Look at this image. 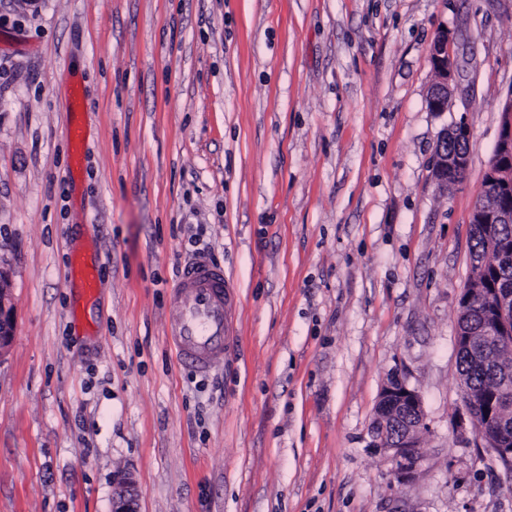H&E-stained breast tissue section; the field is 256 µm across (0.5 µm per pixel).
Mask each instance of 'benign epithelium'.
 <instances>
[{"mask_svg": "<svg viewBox=\"0 0 512 512\" xmlns=\"http://www.w3.org/2000/svg\"><path fill=\"white\" fill-rule=\"evenodd\" d=\"M449 34L442 30L431 45V61L435 73V82L431 88L428 104L432 112L448 111L455 90L457 65L448 51ZM502 113L499 136L495 145L493 159L486 170V195L495 200L503 190L512 189V169L503 167V158L512 161V91L500 102ZM468 126L460 122L451 128L444 129L438 144H443L451 138L470 139ZM470 162L466 152L445 153L442 148L435 150L432 169L435 178L441 183L450 179H458L465 174ZM9 272L0 266V354L9 346L13 337L12 306L8 289ZM497 308L498 317L479 329L476 335L458 336L456 342L470 348L476 344L478 336H494L497 346L512 347V318L509 309L512 308V295L496 293L488 296ZM378 405L379 413L376 418L386 415L388 418H406L410 420L405 433L397 440L388 439L386 425L372 430L373 445L382 449L390 456L396 466L398 479L408 482L418 475L422 457L419 452L418 438L424 426V411L419 393L410 388L397 377L387 381L380 392ZM465 407L470 423L483 443V446L495 456L506 469H512V448L506 446L503 436L506 435L505 420L499 415L497 407L493 406L477 414L478 404L471 396H466ZM112 512H138L136 485L129 472L121 471L113 479Z\"/></svg>", "mask_w": 512, "mask_h": 512, "instance_id": "obj_1", "label": "benign epithelium"}]
</instances>
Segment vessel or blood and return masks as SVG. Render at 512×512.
Wrapping results in <instances>:
<instances>
[{
  "label": "vessel or blood",
  "mask_w": 512,
  "mask_h": 512,
  "mask_svg": "<svg viewBox=\"0 0 512 512\" xmlns=\"http://www.w3.org/2000/svg\"><path fill=\"white\" fill-rule=\"evenodd\" d=\"M168 338L178 362L204 373L224 359L231 285L222 266L201 257L181 271L172 290Z\"/></svg>",
  "instance_id": "obj_1"
}]
</instances>
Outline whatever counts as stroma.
Wrapping results in <instances>:
<instances>
[{"instance_id": "1", "label": "stroma", "mask_w": 512, "mask_h": 512, "mask_svg": "<svg viewBox=\"0 0 512 512\" xmlns=\"http://www.w3.org/2000/svg\"><path fill=\"white\" fill-rule=\"evenodd\" d=\"M442 30L461 89L440 114ZM511 90L512 0H0V512H111L123 468L139 512H512L455 345ZM459 121L471 162L443 187ZM200 255L235 293L205 375L167 338ZM394 376L424 410L408 483L372 445ZM470 137V130L468 126L463 122L457 123L450 129L446 128L441 132L438 141L439 145H437L438 148L435 150L432 166V169L435 173V178L439 182L448 184V180L460 179L462 175H465V172L469 166L470 155L466 152H457L469 151V143L466 140L448 141V139L465 138L470 140ZM445 141H448V144L446 143L444 146L445 150L448 149V153H445L442 149V145ZM9 272L0 265V355L10 346L13 337L12 306L8 289Z\"/></svg>"}]
</instances>
